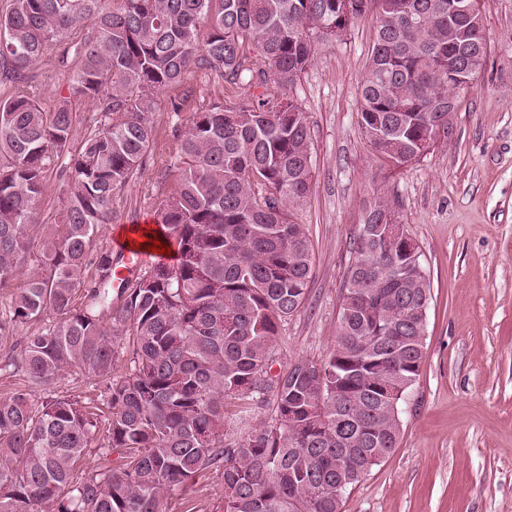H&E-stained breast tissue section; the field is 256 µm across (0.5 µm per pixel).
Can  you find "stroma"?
<instances>
[{"label": "stroma", "mask_w": 512, "mask_h": 512, "mask_svg": "<svg viewBox=\"0 0 512 512\" xmlns=\"http://www.w3.org/2000/svg\"><path fill=\"white\" fill-rule=\"evenodd\" d=\"M480 9L486 64L460 96L448 137L406 168L378 160L358 122L373 14L318 45L294 89L312 136L314 184L296 210L312 263L307 300L276 338L274 371L335 349L352 243L376 192L395 198L430 281L424 358L398 445L347 490L343 512H512V0H480ZM198 86L216 102L244 94L201 85L196 73L162 92L152 114L157 161L120 192L116 221L97 232L113 256L124 253L120 231L153 226L178 182V168L159 161L176 123L168 104ZM223 499L224 482L210 472L175 512H219Z\"/></svg>", "instance_id": "obj_1"}]
</instances>
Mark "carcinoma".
<instances>
[{
    "mask_svg": "<svg viewBox=\"0 0 512 512\" xmlns=\"http://www.w3.org/2000/svg\"><path fill=\"white\" fill-rule=\"evenodd\" d=\"M419 6L427 19L411 24ZM375 14L359 125L391 169L448 136L440 101L467 93L448 59L488 55L481 30L459 45L448 0H8L0 12V374L28 388L0 398V512H172L212 470L221 512H341L338 498L397 447L395 401L420 374L430 285L416 244L392 232L376 195L353 242L338 352L272 377L274 342L306 301L311 245L293 210L313 183L311 133L293 89L316 46ZM67 73L50 110L36 66ZM247 89L199 100L176 135L177 188L156 209L176 262L121 278L96 242L117 194L146 167L152 112L192 69ZM95 115L75 140L76 106ZM61 180L54 223L39 203ZM15 292H5L26 268ZM52 324L14 339L20 325ZM397 345L378 351L384 324ZM122 372H117V367ZM90 379L108 414L36 389ZM275 401V418L228 434V399ZM94 450L114 456L74 476Z\"/></svg>",
    "mask_w": 512,
    "mask_h": 512,
    "instance_id": "1",
    "label": "carcinoma"
}]
</instances>
